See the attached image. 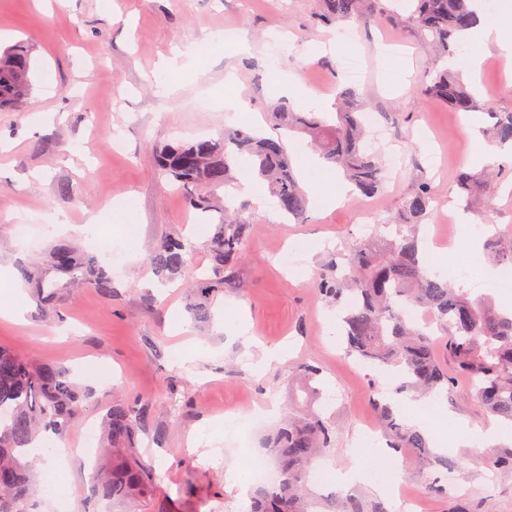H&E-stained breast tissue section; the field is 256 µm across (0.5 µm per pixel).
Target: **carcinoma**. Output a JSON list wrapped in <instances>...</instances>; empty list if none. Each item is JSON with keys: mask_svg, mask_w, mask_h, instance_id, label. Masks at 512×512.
I'll use <instances>...</instances> for the list:
<instances>
[{"mask_svg": "<svg viewBox=\"0 0 512 512\" xmlns=\"http://www.w3.org/2000/svg\"><path fill=\"white\" fill-rule=\"evenodd\" d=\"M320 20L330 25L365 23L384 13L381 0H321ZM477 0H407L408 14L390 19L417 31L436 54L431 78L420 94L454 112H486L494 123L483 133L495 144L512 143V111H495L488 95L478 100L453 66L463 33L476 23ZM28 50L16 46L0 57V110H15L29 94ZM365 106L351 89L337 94L332 112H293L287 107L272 113L284 130L268 137L254 127L226 129L216 139L190 144H168L157 154L161 177L176 186L190 208L210 212L213 233L208 242L211 266L191 263L194 242L171 236L155 245L147 260L163 281L182 278L191 288L188 311L196 322L213 316L214 298L236 289L239 258L252 235L256 216L245 204H236L234 169L241 158L267 185L281 215L295 220L307 216L308 193L301 186L286 140L293 133L311 138L321 160L336 168L363 196L374 197L384 185L383 155L365 148L362 121ZM496 163L482 174L458 171L455 190L468 205L481 195L486 181L496 175ZM224 189V205L213 193ZM431 182H418L402 201L397 214L382 220L374 233L352 243L343 262L321 264L314 288L326 305L339 314L340 335L347 355L371 367L391 368L402 375L400 390L423 396L443 394L474 401L485 416L512 421V313H501L488 298H473L454 286L452 279L427 271L420 243L426 225L437 214ZM483 254L496 267L512 266V228L494 230L483 240ZM52 268L69 277L76 288L112 294V276L93 255L81 254L66 243L52 250ZM57 284L45 277L36 281L39 309L53 312ZM416 306L428 315L424 324L407 319L403 309ZM445 336L448 362L437 355L431 327ZM470 380L460 391L448 366ZM292 372L308 387L310 397L288 414L268 439V454L281 475L275 490L255 494L251 512H387L381 503L361 495L345 496L315 510L308 495V474L317 459L334 447L336 428L315 408L321 391L311 386L321 370L300 364ZM85 391L61 369L38 366L28 357L0 347V512H32L36 493L34 465L37 438L65 432L83 412ZM387 447L405 451L427 468L446 470L455 462L436 454L428 438L406 423L385 399L373 400ZM149 404L112 401L104 426V449L96 456L92 477L103 495L138 501L153 491V470L137 455L138 431L147 423Z\"/></svg>", "mask_w": 512, "mask_h": 512, "instance_id": "1", "label": "carcinoma"}]
</instances>
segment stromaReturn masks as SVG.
I'll return each instance as SVG.
<instances>
[{"label": "stroma", "instance_id": "obj_1", "mask_svg": "<svg viewBox=\"0 0 512 512\" xmlns=\"http://www.w3.org/2000/svg\"><path fill=\"white\" fill-rule=\"evenodd\" d=\"M320 11L321 0H0V52L25 44L33 84L24 113L0 111V140L9 146L0 153V235L9 241L0 252V300L10 299L13 287L23 283V270L50 274L48 253L56 235L46 229L44 214L60 211L80 224L86 213H97L93 234L74 236V243L91 253L95 237L109 234L121 240L124 253L112 273L111 296L70 288L61 275L55 321H46L31 297L25 325L0 321V346L37 365L64 369L74 380L89 361L106 371L98 380H81L89 393L85 408L64 435L52 438L67 454L46 457L42 469L53 471L67 461L69 481L54 500L36 497V512L131 508L102 497L91 459L75 453L83 425H100L118 392L147 401L151 410L137 453L154 464L157 480L152 496L132 506L136 512H156L162 501L175 512H238L224 473L241 467L245 457L264 455L275 421L262 420L241 447L228 450L215 429L218 413L268 401L284 409L302 403L307 393L290 364L319 366L323 388L334 397L325 411L336 424V444L322 461L326 468L351 465L364 446L359 423L374 418L373 396L394 395L398 377L345 356L336 314L311 280L323 256L358 240L363 206L388 216L422 178L432 181L437 194L438 216L427 236L444 250L449 237L442 226L450 213L463 210L452 185L458 167L470 162L475 140L463 115L417 97L431 63L419 34L395 28L383 15L367 27L339 29L321 23ZM225 31L244 32L251 52L227 44L157 81L154 68L164 57ZM336 36L354 43L355 51L311 53L312 45ZM230 71L236 83L226 81ZM281 71L329 99L342 87L355 88L371 112L392 119L390 148L402 170L379 196L310 206L304 222L260 218L240 262L239 290L218 295L215 321L201 327L187 312L185 290L157 287L144 261L149 243L180 232L194 240L195 265L209 264L207 231L194 224L184 194L164 186L154 158L174 140L218 138L227 124L224 101L237 93L247 107L236 125L272 133L278 101L271 90ZM461 77L477 97L493 94L499 111L512 110V80L502 70L487 64L479 74L465 70ZM126 202L138 228L131 237L113 213ZM285 242L305 246L289 267L278 254ZM150 288L157 301L149 308L143 293ZM230 302L240 305L257 340L287 348V363L262 375L252 372L246 343L228 340L221 330ZM458 418L475 430L497 425L468 400L444 403L430 445L445 447L468 477L454 497L426 493L422 512H452L460 498L471 512H512V472L493 466L496 445L455 446ZM200 437L222 450V457L189 452V441ZM489 482L495 488L487 493Z\"/></svg>", "mask_w": 512, "mask_h": 512}]
</instances>
